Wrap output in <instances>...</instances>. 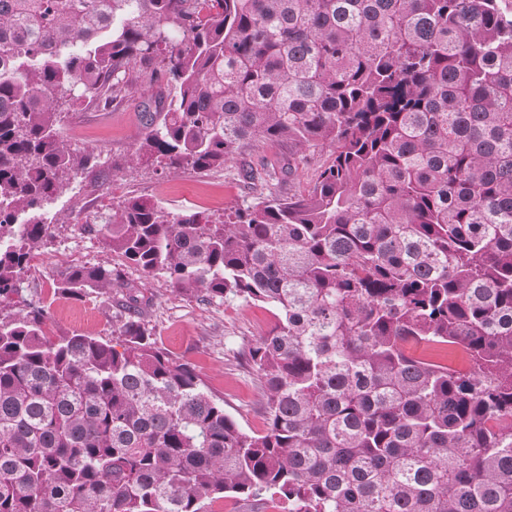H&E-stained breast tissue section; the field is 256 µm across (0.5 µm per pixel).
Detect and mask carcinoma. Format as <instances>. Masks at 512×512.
I'll use <instances>...</instances> for the list:
<instances>
[{
	"mask_svg": "<svg viewBox=\"0 0 512 512\" xmlns=\"http://www.w3.org/2000/svg\"><path fill=\"white\" fill-rule=\"evenodd\" d=\"M136 160L208 171L257 141L329 152L308 186L216 224L139 198L99 228L121 349L0 320V512H512V0H0V304L90 156L57 132L133 86ZM261 302L244 432L157 346L152 297ZM448 346L467 367L413 352Z\"/></svg>",
	"mask_w": 512,
	"mask_h": 512,
	"instance_id": "1",
	"label": "carcinoma"
}]
</instances>
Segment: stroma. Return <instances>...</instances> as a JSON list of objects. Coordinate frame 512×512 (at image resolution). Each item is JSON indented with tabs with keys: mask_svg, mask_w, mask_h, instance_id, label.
I'll use <instances>...</instances> for the list:
<instances>
[{
	"mask_svg": "<svg viewBox=\"0 0 512 512\" xmlns=\"http://www.w3.org/2000/svg\"><path fill=\"white\" fill-rule=\"evenodd\" d=\"M141 101L136 93L104 108L80 104L60 122L62 136L73 146L94 152L97 164L75 176L69 188L44 208L43 218L54 225L55 235L38 251L12 303L0 306V315H12L25 301L38 300L49 309L54 334L111 339L120 320L111 297L91 293L74 300L57 294L55 283L58 272L70 266L117 264V256L95 231L110 221L113 204L134 195L168 211L190 210L220 220L262 190L259 181L244 177V167L288 161L287 144L262 141L249 155L206 173L138 163L132 154L144 134ZM127 276L154 296L147 322L159 347L194 367L243 431L263 433V389L245 352L275 327V309L239 300L190 298L170 288L165 279L145 278L132 267Z\"/></svg>",
	"mask_w": 512,
	"mask_h": 512,
	"instance_id": "obj_1",
	"label": "stroma"
}]
</instances>
